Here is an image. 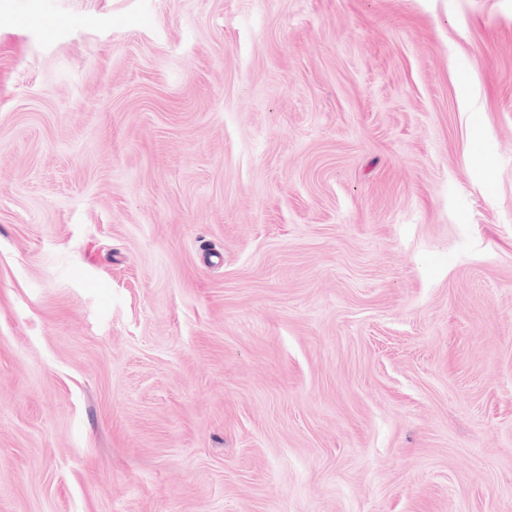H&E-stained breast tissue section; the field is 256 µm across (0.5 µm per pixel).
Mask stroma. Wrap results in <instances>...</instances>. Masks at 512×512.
<instances>
[{
	"instance_id": "1",
	"label": "stroma",
	"mask_w": 512,
	"mask_h": 512,
	"mask_svg": "<svg viewBox=\"0 0 512 512\" xmlns=\"http://www.w3.org/2000/svg\"><path fill=\"white\" fill-rule=\"evenodd\" d=\"M0 512H512V0H0Z\"/></svg>"
}]
</instances>
